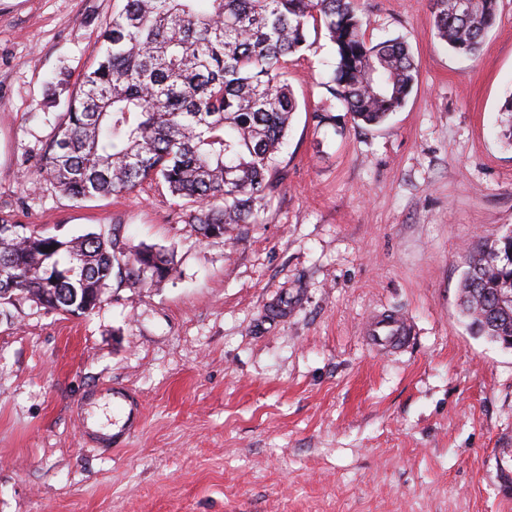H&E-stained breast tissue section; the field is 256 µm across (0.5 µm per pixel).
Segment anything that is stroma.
<instances>
[{
	"instance_id": "1",
	"label": "stroma",
	"mask_w": 512,
	"mask_h": 512,
	"mask_svg": "<svg viewBox=\"0 0 512 512\" xmlns=\"http://www.w3.org/2000/svg\"><path fill=\"white\" fill-rule=\"evenodd\" d=\"M114 0H0V213L50 234L173 251L179 274L112 285L79 317L0 313V512H512V349L459 307L463 258L512 227V0L473 57L439 40L430 0H358L366 35L418 65L378 126L336 109L326 34L290 57L299 102L260 224L202 239L157 182L75 203L35 163ZM404 317V343L363 327ZM143 406L127 447L109 395Z\"/></svg>"
}]
</instances>
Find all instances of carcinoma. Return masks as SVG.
I'll return each instance as SVG.
<instances>
[{"instance_id": "1", "label": "carcinoma", "mask_w": 512, "mask_h": 512, "mask_svg": "<svg viewBox=\"0 0 512 512\" xmlns=\"http://www.w3.org/2000/svg\"><path fill=\"white\" fill-rule=\"evenodd\" d=\"M94 62L66 101L37 172L77 201L119 196L158 181L185 201L206 239L260 223L278 187L277 152L298 101L285 81L288 57L325 29L336 62L329 92L353 119L382 123L400 109L417 64L399 39L366 37L356 0H119ZM437 35L458 55L479 49L499 0H431ZM460 309L482 336H512V234L465 259ZM178 273L174 255L131 246L120 234L59 237L21 232L0 216V307L18 298L82 315L110 280L131 287Z\"/></svg>"}]
</instances>
